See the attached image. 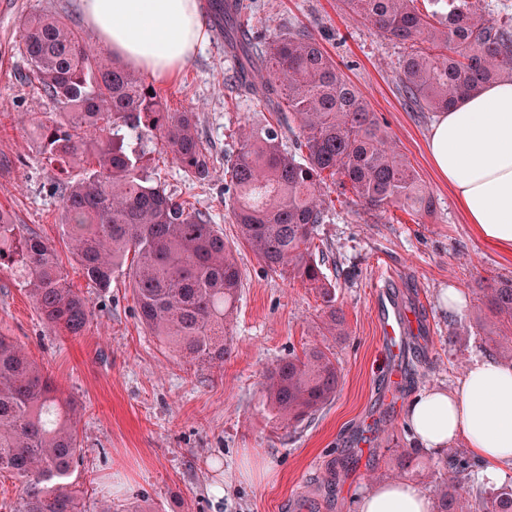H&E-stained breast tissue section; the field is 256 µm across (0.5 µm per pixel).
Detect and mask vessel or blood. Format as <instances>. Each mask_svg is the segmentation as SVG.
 <instances>
[{
  "instance_id": "1",
  "label": "vessel or blood",
  "mask_w": 512,
  "mask_h": 512,
  "mask_svg": "<svg viewBox=\"0 0 512 512\" xmlns=\"http://www.w3.org/2000/svg\"><path fill=\"white\" fill-rule=\"evenodd\" d=\"M375 317L380 342L388 359L385 386L390 389L399 384L405 360L410 354L407 336L413 329L412 320L402 303L383 287L376 291Z\"/></svg>"
}]
</instances>
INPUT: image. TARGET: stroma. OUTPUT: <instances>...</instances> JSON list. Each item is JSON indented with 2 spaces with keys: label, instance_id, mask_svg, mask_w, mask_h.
I'll use <instances>...</instances> for the list:
<instances>
[{
  "label": "stroma",
  "instance_id": "obj_1",
  "mask_svg": "<svg viewBox=\"0 0 512 512\" xmlns=\"http://www.w3.org/2000/svg\"><path fill=\"white\" fill-rule=\"evenodd\" d=\"M244 2L241 25L266 35L302 29L321 44L418 171L436 210L423 217L396 208L371 214L351 196H339L315 243L347 335H323L317 292L267 271L239 238L225 205L224 168L238 148L240 128L275 115L232 98L228 85L242 49L206 24L207 40L196 54L173 79L153 85L171 109L195 113L211 154V178L191 181L169 160L156 178L175 200L212 215L238 260L243 287L229 318L231 358L220 369L185 362L140 323L126 271L104 290L84 277L62 237V201L50 190L55 174L39 154L37 125L55 105L27 78L18 50L25 17H69L88 49L103 53L106 45L86 27L80 0H0V210L56 246L70 283L95 311L83 335L49 328L14 275L3 271L0 335L20 345L76 404L82 461L65 483L82 512H100L106 504L119 512L138 495L148 497L152 512H356L357 496L389 481L395 454L414 441L404 427L409 401L451 387L472 360L493 354L484 339L494 319L479 289L493 279H512V253L475 233L434 171L427 136L437 115L406 104L402 46L345 14L339 0ZM383 284L419 326L405 383L390 400L380 388L373 313V291ZM451 286L464 295L455 311L443 304ZM321 343L341 370L339 390L297 429L281 428L264 404L266 375L290 351ZM364 440L370 449L362 455ZM248 455L267 468V478L236 479ZM224 476L230 482L217 502L207 487Z\"/></svg>",
  "mask_w": 512,
  "mask_h": 512
}]
</instances>
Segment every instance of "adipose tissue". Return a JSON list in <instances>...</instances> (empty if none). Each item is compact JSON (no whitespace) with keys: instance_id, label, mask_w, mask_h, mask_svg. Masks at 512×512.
<instances>
[{"instance_id":"adipose-tissue-1","label":"adipose tissue","mask_w":512,"mask_h":512,"mask_svg":"<svg viewBox=\"0 0 512 512\" xmlns=\"http://www.w3.org/2000/svg\"><path fill=\"white\" fill-rule=\"evenodd\" d=\"M85 23L124 62L158 79L173 78L205 40L198 0H80ZM441 180L454 191L470 224L487 242L512 251V81L442 113L428 136ZM407 420L419 443L442 449L456 438L497 483L512 467V363H472L451 389L414 397ZM358 512H433L428 496L405 481L360 495Z\"/></svg>"}]
</instances>
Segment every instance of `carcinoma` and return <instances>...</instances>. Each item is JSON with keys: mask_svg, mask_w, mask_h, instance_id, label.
<instances>
[{"mask_svg": "<svg viewBox=\"0 0 512 512\" xmlns=\"http://www.w3.org/2000/svg\"><path fill=\"white\" fill-rule=\"evenodd\" d=\"M419 0H340L343 11L403 45L406 102L446 112L485 85L512 78V16L495 18L477 0H428L448 5V18L422 10ZM20 53L60 119L39 123L40 154L54 168L72 162L82 173L56 182L61 229L88 280L109 288L128 255L140 322L180 357L224 366L233 340L224 322L242 288V273L210 214L178 202L150 179L142 140L162 141L184 173L206 182L210 158L195 113L171 111L153 86L113 59L83 46L78 30L54 14L25 19ZM241 94L262 108L288 113L291 145L281 120L240 135L225 177L239 237L268 271L314 286L334 338L346 335L336 288L317 261V227L332 200L325 189L351 192L364 209L432 212L419 174L385 138L362 92L303 30H284L245 46L238 72ZM15 271L45 323L83 335L95 316L67 282L56 247L0 212V271ZM496 324L512 329V279L479 289ZM341 373L327 346L290 353L270 370L264 393L275 417L295 428L336 396ZM80 457L78 419L51 379L11 339L0 335V475L23 491L14 512H81L60 480ZM423 450L393 459L401 475L425 476ZM479 468L458 449L444 450L431 470L436 512H512V486L471 497L465 483Z\"/></svg>", "mask_w": 512, "mask_h": 512, "instance_id": "cac0c4a2", "label": "carcinoma"}]
</instances>
